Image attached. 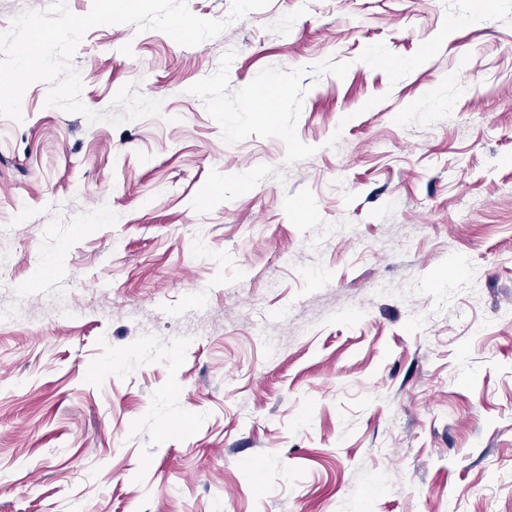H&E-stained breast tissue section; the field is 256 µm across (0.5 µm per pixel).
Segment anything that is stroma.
I'll return each mask as SVG.
<instances>
[{
    "instance_id": "1",
    "label": "stroma",
    "mask_w": 512,
    "mask_h": 512,
    "mask_svg": "<svg viewBox=\"0 0 512 512\" xmlns=\"http://www.w3.org/2000/svg\"><path fill=\"white\" fill-rule=\"evenodd\" d=\"M73 65L162 114L0 117V512H512V0Z\"/></svg>"
}]
</instances>
